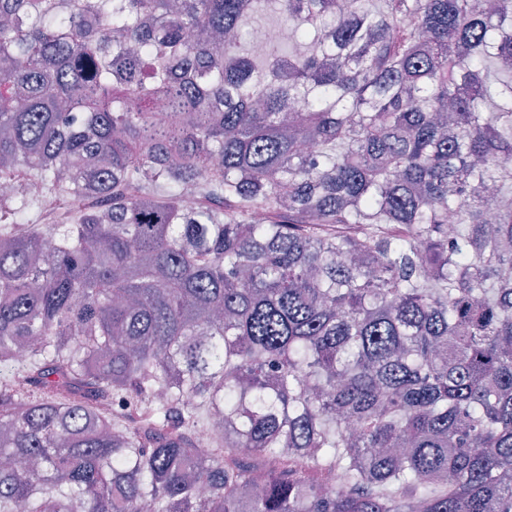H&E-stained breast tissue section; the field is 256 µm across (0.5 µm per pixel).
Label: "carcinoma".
Listing matches in <instances>:
<instances>
[{
  "label": "carcinoma",
  "instance_id": "1",
  "mask_svg": "<svg viewBox=\"0 0 512 512\" xmlns=\"http://www.w3.org/2000/svg\"><path fill=\"white\" fill-rule=\"evenodd\" d=\"M2 176L0 512H512V0H0Z\"/></svg>",
  "mask_w": 512,
  "mask_h": 512
}]
</instances>
